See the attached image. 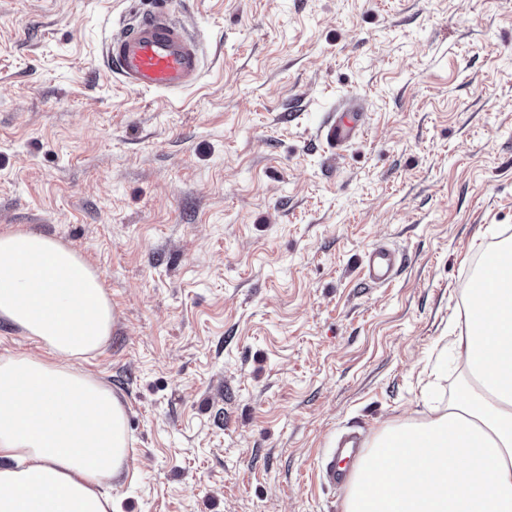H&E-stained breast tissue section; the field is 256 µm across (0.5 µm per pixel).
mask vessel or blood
Instances as JSON below:
<instances>
[{
    "label": "vessel or blood",
    "mask_w": 512,
    "mask_h": 512,
    "mask_svg": "<svg viewBox=\"0 0 512 512\" xmlns=\"http://www.w3.org/2000/svg\"><path fill=\"white\" fill-rule=\"evenodd\" d=\"M112 71L128 88L142 91H180L194 86L200 77L203 54L199 42L176 21L165 7H157L124 23L104 48ZM366 126V114L353 100L339 102L320 135L330 149L342 150ZM402 264L399 253L375 246L365 254V283H390ZM365 459L364 439L347 437L331 448L317 472L320 482L346 490L352 473Z\"/></svg>",
    "instance_id": "1"
}]
</instances>
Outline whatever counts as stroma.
I'll use <instances>...</instances> for the list:
<instances>
[{"label": "stroma", "instance_id": "stroma-1", "mask_svg": "<svg viewBox=\"0 0 512 512\" xmlns=\"http://www.w3.org/2000/svg\"><path fill=\"white\" fill-rule=\"evenodd\" d=\"M200 80L123 86L156 0H0V231L62 240L112 298L82 362L127 411L116 512H344L345 430L455 401L448 345L512 236V0H165ZM361 100L362 135L318 130ZM406 257L381 287L364 252Z\"/></svg>", "mask_w": 512, "mask_h": 512}]
</instances>
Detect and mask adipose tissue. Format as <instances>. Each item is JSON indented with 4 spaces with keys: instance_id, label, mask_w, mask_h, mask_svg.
<instances>
[{
    "instance_id": "ef3b65f1",
    "label": "adipose tissue",
    "mask_w": 512,
    "mask_h": 512,
    "mask_svg": "<svg viewBox=\"0 0 512 512\" xmlns=\"http://www.w3.org/2000/svg\"><path fill=\"white\" fill-rule=\"evenodd\" d=\"M467 291L454 339L472 380L448 412L385 428L345 512H512V242ZM0 319L49 352L0 356V512H113L129 443L123 403L76 368L112 334L95 268L59 239L0 233Z\"/></svg>"
}]
</instances>
